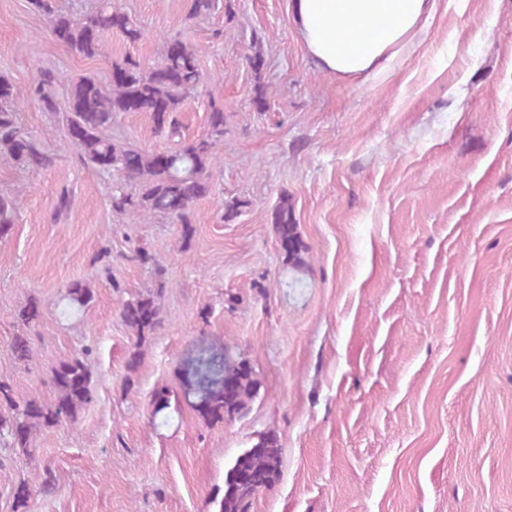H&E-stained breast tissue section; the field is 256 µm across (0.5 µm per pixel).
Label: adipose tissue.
I'll return each mask as SVG.
<instances>
[{"instance_id": "obj_1", "label": "adipose tissue", "mask_w": 512, "mask_h": 512, "mask_svg": "<svg viewBox=\"0 0 512 512\" xmlns=\"http://www.w3.org/2000/svg\"><path fill=\"white\" fill-rule=\"evenodd\" d=\"M291 5L309 57L339 79L387 71L436 11V0H291Z\"/></svg>"}]
</instances>
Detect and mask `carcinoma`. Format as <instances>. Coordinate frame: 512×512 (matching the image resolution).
<instances>
[{"instance_id": "carcinoma-1", "label": "carcinoma", "mask_w": 512, "mask_h": 512, "mask_svg": "<svg viewBox=\"0 0 512 512\" xmlns=\"http://www.w3.org/2000/svg\"><path fill=\"white\" fill-rule=\"evenodd\" d=\"M32 4L48 15L59 42L89 59L107 56L108 38L114 30L132 44L143 37L141 27L115 0H97L93 10L79 17L55 12L50 0H32ZM111 69L119 79L107 83L91 75L69 78L46 71L32 96L43 111L65 114L70 141L84 165L108 175L114 171L123 174L124 181L111 186L113 213L123 215L137 209L147 216L163 214L181 224L191 223V206L211 190L215 149L224 140V109L211 104L207 134L173 151L158 153L138 149L113 139L111 130L115 114L147 112L157 134L168 139L181 136L177 114L201 82L196 49L174 38L167 44L161 62L153 66L146 67L128 55L112 61ZM23 99L22 91L10 75L0 72V161H11L38 172L52 165L53 156L39 140L20 131L18 112ZM127 181L135 182V192L126 190ZM16 216V199L0 195V236L8 233ZM273 223L277 224L283 251L293 259L294 268L300 269L303 246L288 200H283L275 209ZM61 300L81 309L90 305L94 294L87 285L75 282L67 287ZM123 320L140 338L153 333L161 324L157 298L149 293L128 301L123 309ZM13 352L16 360L28 361L30 338L15 337ZM88 356L85 352L59 364L53 376L57 396L49 403L35 399L17 402L13 400L10 386L0 382V400L9 404L8 415L0 414V432L11 438L14 450L29 454L36 428L72 421L88 403L92 382ZM226 371L233 373L236 382L230 395L224 393ZM202 372L207 383L200 390V400L189 396L186 401L212 421L241 413L257 395L259 386L253 369L227 348L222 366L212 372L204 365ZM279 474L277 440L263 436L227 470L219 512H249L255 494Z\"/></svg>"}]
</instances>
